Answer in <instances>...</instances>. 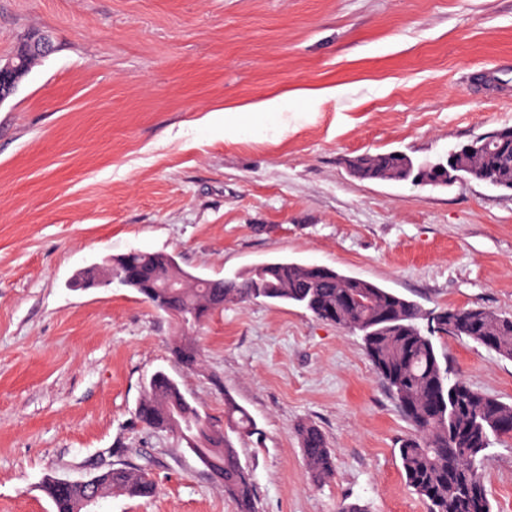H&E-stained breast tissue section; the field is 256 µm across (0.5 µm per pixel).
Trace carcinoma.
<instances>
[{
  "label": "carcinoma",
  "mask_w": 512,
  "mask_h": 512,
  "mask_svg": "<svg viewBox=\"0 0 512 512\" xmlns=\"http://www.w3.org/2000/svg\"><path fill=\"white\" fill-rule=\"evenodd\" d=\"M348 168L362 181L416 183L423 169L437 178L431 186H446L470 179L512 192V126L458 145L435 161L416 162L406 152L393 149L347 159ZM112 264L134 267L142 287L137 292L161 312L184 327L191 319H206L227 303L257 299L300 305L316 318L357 332L364 351L411 427L398 448L405 482L425 503L427 512H492L478 462L493 441L512 437V405L473 389L457 375L436 340L441 336L466 337L512 360V316L481 307L440 308L421 306L372 282L328 270L316 272L311 264L275 261L255 265L231 278H203L186 288L161 296L150 288L177 265L173 256L140 250L112 257ZM441 324V333L429 330ZM175 358L191 369L199 362L195 345L180 339L172 347ZM183 402L197 417L189 437L198 458L214 475L224 472V497L236 512H257L252 473L236 453L232 437L257 434L251 415L229 395H224V424L202 414L163 372L144 383L137 420L155 432L171 431L172 406ZM295 434L310 477L317 483L335 472V458L325 435L316 425L301 423ZM102 495L119 492L134 498H151L156 485L144 470L112 467L100 474ZM43 490L54 512H79L87 491L78 484L59 486L47 479Z\"/></svg>",
  "instance_id": "cac0c4a2"
}]
</instances>
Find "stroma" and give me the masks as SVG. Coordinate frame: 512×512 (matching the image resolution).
<instances>
[{
	"instance_id": "1",
	"label": "stroma",
	"mask_w": 512,
	"mask_h": 512,
	"mask_svg": "<svg viewBox=\"0 0 512 512\" xmlns=\"http://www.w3.org/2000/svg\"><path fill=\"white\" fill-rule=\"evenodd\" d=\"M54 50L0 102V512H53L47 477L147 467L153 498L100 512H235L184 442L136 419L156 371L216 421L232 396L259 433L235 449L258 512H426L411 433L358 335L289 303L228 304L186 330L131 288L74 275L132 250L230 277L288 259L426 309L512 315V193L353 177L348 158L416 161L512 126V0H0V58ZM287 106L258 117L274 98ZM200 350L189 370L171 348ZM474 389L512 404V360L454 336ZM316 424L335 474L312 481ZM512 512V440L483 462ZM295 434L312 480L317 483L329 480L335 472V458L321 429L311 423H301L295 428Z\"/></svg>"
}]
</instances>
